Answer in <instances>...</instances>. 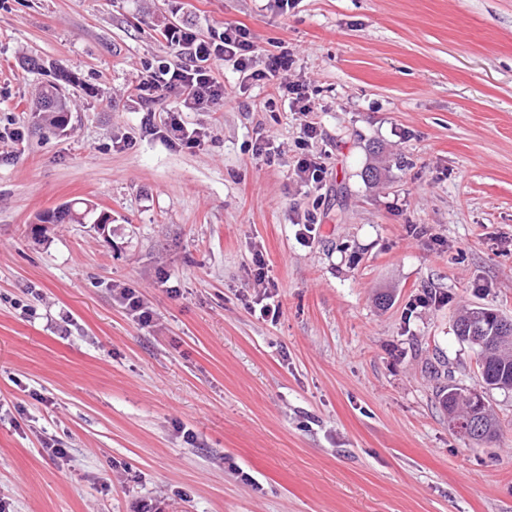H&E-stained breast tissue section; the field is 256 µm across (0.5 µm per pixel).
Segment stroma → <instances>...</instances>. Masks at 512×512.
I'll return each instance as SVG.
<instances>
[{
  "instance_id": "35a3bbf8",
  "label": "stroma",
  "mask_w": 512,
  "mask_h": 512,
  "mask_svg": "<svg viewBox=\"0 0 512 512\" xmlns=\"http://www.w3.org/2000/svg\"><path fill=\"white\" fill-rule=\"evenodd\" d=\"M234 22L253 68L288 48L315 112L219 59L223 105L142 95L180 60L165 27L210 42ZM61 69L55 130L30 106ZM175 109L196 144L167 140ZM305 152L321 182L296 178ZM74 202L111 224L36 232ZM258 252L274 322L252 308ZM471 305L512 319V0H0L12 512H512V391L483 390L454 333ZM447 383L483 390L496 440L449 429ZM119 298L125 303L135 321L141 325H149L153 320L152 310L136 295L131 288H117Z\"/></svg>"
}]
</instances>
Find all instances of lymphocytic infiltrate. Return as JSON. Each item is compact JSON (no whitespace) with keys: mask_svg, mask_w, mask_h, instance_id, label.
Segmentation results:
<instances>
[{"mask_svg":"<svg viewBox=\"0 0 512 512\" xmlns=\"http://www.w3.org/2000/svg\"><path fill=\"white\" fill-rule=\"evenodd\" d=\"M164 37L170 45L187 54L188 60L172 67L163 66L143 81V90L152 97L172 95L184 106L196 109L222 103L224 86L214 77L209 64L211 58L218 57L233 62L239 71L249 72L254 81L278 80L280 89L296 111L308 113L315 109L304 85L288 78L294 64L288 52L268 54L262 69H252L251 61L257 46L243 24H226L221 43L215 45L196 41L191 33L174 25L165 29Z\"/></svg>","mask_w":512,"mask_h":512,"instance_id":"obj_1","label":"lymphocytic infiltrate"}]
</instances>
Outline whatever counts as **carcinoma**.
Segmentation results:
<instances>
[{
  "label": "carcinoma",
  "mask_w": 512,
  "mask_h": 512,
  "mask_svg": "<svg viewBox=\"0 0 512 512\" xmlns=\"http://www.w3.org/2000/svg\"><path fill=\"white\" fill-rule=\"evenodd\" d=\"M34 112L50 127L64 123L69 112L67 100L59 87L52 86L35 97ZM91 208L83 210L72 205L65 210L47 212L38 216L43 224H83ZM459 341L470 345L477 356V366L482 379L492 388L512 391V321L502 318L495 310L474 306L463 309L454 324ZM441 405L448 412V425L456 433L473 442L488 440L497 433V421L489 406L480 409L462 397L459 388L446 385L441 392Z\"/></svg>",
  "instance_id": "obj_1"
}]
</instances>
